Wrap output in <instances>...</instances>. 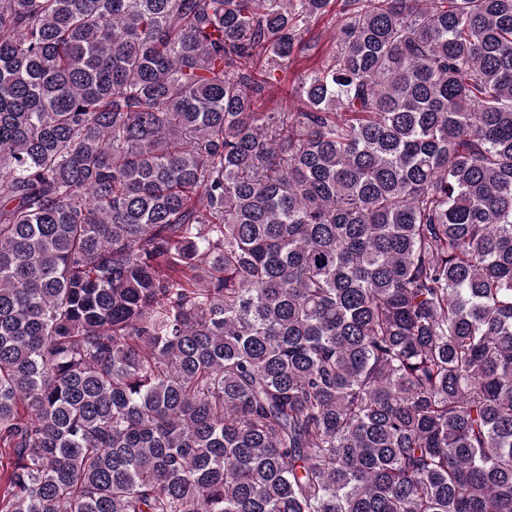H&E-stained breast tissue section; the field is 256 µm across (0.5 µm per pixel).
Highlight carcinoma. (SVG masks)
<instances>
[{
	"label": "carcinoma",
	"instance_id": "obj_1",
	"mask_svg": "<svg viewBox=\"0 0 512 512\" xmlns=\"http://www.w3.org/2000/svg\"><path fill=\"white\" fill-rule=\"evenodd\" d=\"M0 0V512H512V0ZM342 2L343 0L334 2L333 10L324 18L319 19L304 34L297 59L288 67L287 71L281 73V86L271 89L268 93L265 92L264 98L258 101L257 105H260V110L269 111L281 103L284 107L288 90L295 76L308 67L321 65L328 59L335 45L333 34L342 17Z\"/></svg>",
	"mask_w": 512,
	"mask_h": 512
}]
</instances>
